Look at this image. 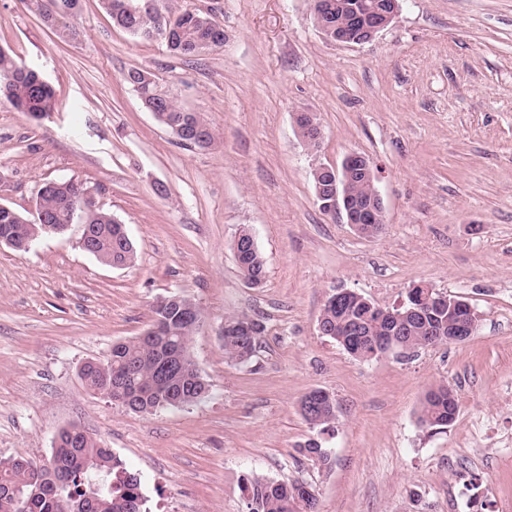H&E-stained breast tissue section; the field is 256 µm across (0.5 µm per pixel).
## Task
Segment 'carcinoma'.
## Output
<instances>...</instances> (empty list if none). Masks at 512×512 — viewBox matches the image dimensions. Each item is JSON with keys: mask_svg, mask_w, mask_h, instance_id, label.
<instances>
[{"mask_svg": "<svg viewBox=\"0 0 512 512\" xmlns=\"http://www.w3.org/2000/svg\"><path fill=\"white\" fill-rule=\"evenodd\" d=\"M152 2V8L143 9V0H100L116 27L139 41L160 38L175 56L195 57L224 46V27L211 14L189 9L177 11L168 5V0ZM28 4L42 24L59 38H77L78 32L66 25V19L80 13L83 0H28ZM125 81L137 91L145 108L162 116L160 124L171 131L180 124L185 109L159 87L152 72L132 68L125 73ZM0 97L36 120L54 111L50 86L42 83L38 74L22 71L14 56L2 49ZM375 189V181L364 175L349 185L350 195L360 200L369 199ZM83 191V184L71 179L47 182L40 188L37 208L46 215L48 223L67 224L73 198ZM27 220L10 207H0V237L9 235L13 245L20 246ZM84 223L96 229L95 250L99 258H110L112 263L124 266L134 261V243L125 239L121 225L113 222L111 214L94 205L85 212ZM233 249L241 252L237 264L242 276L263 281L265 262L250 228L244 226L239 230ZM438 295L435 290L418 294V303L427 317L408 316L401 332L403 345L396 348L397 354L405 357L411 350L432 345L428 324L448 327V304L437 303ZM324 310L330 338L356 359L367 361L377 357L371 347L354 340L353 334L382 335L386 326L380 314L369 312L367 305L353 294L340 306L326 305ZM195 330L184 319L179 305L161 300L154 307L152 324L143 335L113 344L105 367L87 363L80 379L89 391L107 398L111 397L109 391L115 381L122 380L126 393L143 413L194 404L208 392L201 372L165 389L158 383L156 365L168 335L179 342L187 363L193 364L189 343ZM224 330L225 355L243 362L253 357V345L264 332V326L260 320L242 315L227 322ZM448 392V387L439 386L427 393L419 417L422 425L435 431L448 428ZM319 403L317 416L305 413L303 418L314 427L326 428L336 420V402L325 392L319 396ZM297 452L321 466L330 461L327 449L318 441H306ZM243 492L248 512H317V498L303 482L271 480L256 474L245 479ZM144 505L138 475L129 471L103 441L77 426L58 433L51 457L44 463L23 457L0 460V512H145Z\"/></svg>", "mask_w": 512, "mask_h": 512, "instance_id": "carcinoma-1", "label": "carcinoma"}]
</instances>
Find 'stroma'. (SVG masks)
Listing matches in <instances>:
<instances>
[{"mask_svg": "<svg viewBox=\"0 0 512 512\" xmlns=\"http://www.w3.org/2000/svg\"><path fill=\"white\" fill-rule=\"evenodd\" d=\"M170 5L212 11L223 48L177 58L114 27L99 0L65 41L27 0H0V49L55 98L40 121L0 98V204L31 214L43 183L73 179L137 249L104 265L76 224L25 252L0 244V459L47 460L75 425L138 474L148 512H246L254 473L305 482L320 512H512V0H400L353 45L326 38L310 0ZM133 67L207 121L209 148L154 119L124 79ZM297 112L316 113L318 149ZM351 153L370 159L385 207L373 237L316 198L314 169ZM243 226L265 260L257 287L233 255ZM416 284L469 302L475 335L364 362L319 331L336 291L390 308ZM172 294L202 312L190 353L207 397L142 414L89 391L82 364L141 335ZM243 314L265 326L247 363L223 347ZM437 384L458 405L442 433L418 420ZM314 389L336 400L331 430L300 413ZM311 438L329 465L298 454Z\"/></svg>", "mask_w": 512, "mask_h": 512, "instance_id": "obj_1", "label": "stroma"}]
</instances>
